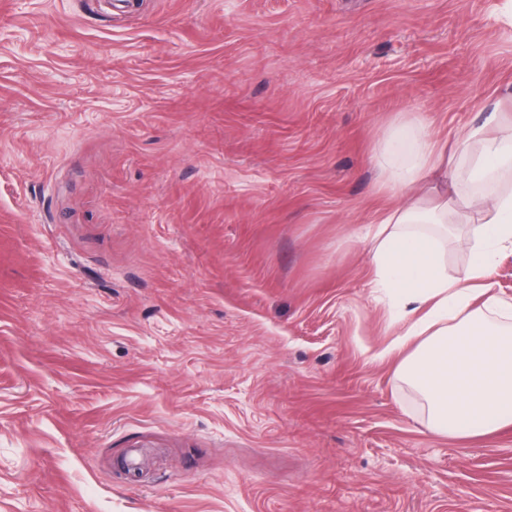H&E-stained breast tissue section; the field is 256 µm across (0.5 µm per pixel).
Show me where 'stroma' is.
Listing matches in <instances>:
<instances>
[{
  "label": "stroma",
  "instance_id": "obj_1",
  "mask_svg": "<svg viewBox=\"0 0 512 512\" xmlns=\"http://www.w3.org/2000/svg\"><path fill=\"white\" fill-rule=\"evenodd\" d=\"M506 10L0 0V512H512L366 235L397 113L512 127Z\"/></svg>",
  "mask_w": 512,
  "mask_h": 512
}]
</instances>
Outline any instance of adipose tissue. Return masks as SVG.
I'll use <instances>...</instances> for the list:
<instances>
[{
	"label": "adipose tissue",
	"mask_w": 512,
	"mask_h": 512,
	"mask_svg": "<svg viewBox=\"0 0 512 512\" xmlns=\"http://www.w3.org/2000/svg\"><path fill=\"white\" fill-rule=\"evenodd\" d=\"M465 155L467 180L478 191L466 199L463 236L473 259L448 275L430 225L448 221V205L419 207L421 186L448 184L447 148ZM380 193L396 197L373 233L372 284L401 280V332L382 354L399 353L397 370L421 394L423 425L432 435L476 438L512 427V301L491 280L497 253L512 251V136L489 127L468 129L456 145L431 136L422 117L399 113L378 155Z\"/></svg>",
	"instance_id": "ef3b65f1"
}]
</instances>
